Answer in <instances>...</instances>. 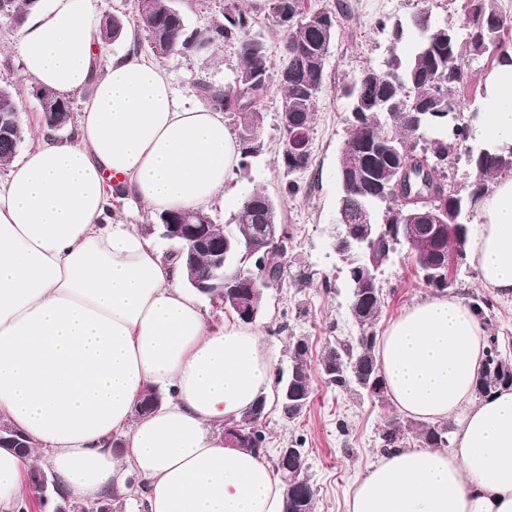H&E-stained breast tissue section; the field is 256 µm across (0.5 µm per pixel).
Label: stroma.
Listing matches in <instances>:
<instances>
[{
    "label": "stroma",
    "mask_w": 512,
    "mask_h": 512,
    "mask_svg": "<svg viewBox=\"0 0 512 512\" xmlns=\"http://www.w3.org/2000/svg\"><path fill=\"white\" fill-rule=\"evenodd\" d=\"M238 3L251 19V34L264 39L275 66H282L283 43L269 0ZM311 5L335 13L336 36L326 60L324 92L313 115V162L296 176L302 191L295 196L283 192L289 176L278 161L283 141L278 118L280 92L272 83L258 100L264 117L262 150L248 167L237 168L232 194L210 215L215 223L227 222L245 193L257 188L275 199L278 221L288 227L287 274L281 286L265 289L256 325L267 355L275 367L284 370L291 365L290 337H307L312 397L307 410L293 421L283 417L275 397L267 398L264 455L275 460L279 448L303 441L307 473L317 491L314 512H346L351 489L382 455L379 432L396 409L391 400H373L330 386L319 366L326 346L356 333L347 310L348 281L332 249L340 194L336 163L348 128V100L343 89L364 70L382 68L391 56H406L414 37L408 32L402 40H392L390 24L406 20L425 6L441 21L453 14L455 5L453 0H312ZM18 35V27L0 19V85L13 86L17 92L24 129L22 146L27 149L42 129V114L21 74L14 49ZM162 66L176 91L195 104L199 101L198 84L218 89L233 85L239 67L237 46L227 43L200 55L172 56L163 60ZM378 278L383 286L377 324L381 331L409 306L433 294L414 260L402 250L381 267Z\"/></svg>",
    "instance_id": "stroma-1"
}]
</instances>
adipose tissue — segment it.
<instances>
[{
    "instance_id": "ef3b65f1",
    "label": "adipose tissue",
    "mask_w": 512,
    "mask_h": 512,
    "mask_svg": "<svg viewBox=\"0 0 512 512\" xmlns=\"http://www.w3.org/2000/svg\"><path fill=\"white\" fill-rule=\"evenodd\" d=\"M101 21L96 0H46L16 43L33 84L94 92L72 138L39 136L0 182V423L32 445L27 456L0 448V512H19L42 463L79 504L123 492L132 470L146 512H282L263 454L224 442L225 424L272 383L260 330L208 317L183 288L180 261L115 207L215 205L238 142L221 112L187 106L156 61L129 52L100 68ZM507 53L483 78L486 142L512 139ZM468 248L482 285L512 296V180L482 199ZM486 347L483 321L451 294L389 324L376 356L392 402L448 423L452 446L383 454L347 512H512V386L475 398ZM149 386L166 398L135 416Z\"/></svg>"
}]
</instances>
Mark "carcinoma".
I'll list each match as a JSON object with an SVG mask.
<instances>
[{
  "mask_svg": "<svg viewBox=\"0 0 512 512\" xmlns=\"http://www.w3.org/2000/svg\"><path fill=\"white\" fill-rule=\"evenodd\" d=\"M39 0H0V17L23 24L26 16L37 7ZM458 16H470L471 24L459 29L448 22L434 20L428 9H422L409 18L408 26L398 22L391 34L398 40L405 29H411L416 38L409 56L405 59L393 57L382 69L365 70L360 78L345 87L344 96L349 100L350 117L348 134L341 152L353 166L366 164L363 155V132H368L388 148L384 160L375 168H369L368 175L382 179L389 168L405 161L406 168L402 182L423 185L430 189V196L448 197V208L461 224L460 262L467 258L469 224L477 214L470 207L473 193L484 197L490 185L497 179L512 178V144L509 142L482 144L487 156L478 159L470 153L467 142L475 139L480 118L481 105L475 104L463 115L453 89L466 84L470 72L465 67L464 52L473 56L491 53L499 61L505 51V30L512 27V19L503 14L497 0H460ZM274 23L282 33L283 48L305 46L309 50L306 71L319 83H324L325 64L335 30H323L309 17L302 22L294 21L283 25L278 13H272ZM132 24L142 32V39L148 52L156 59L185 53L192 55L195 45L218 46L234 41L238 44L240 66L235 85L217 90L208 84L198 86V96L236 117L237 139L241 150L240 166L246 167L248 159L259 154L260 129L263 114L249 103L248 97L265 90L266 75H276L281 91L279 116H288L311 130L312 116L318 97L301 96L295 87L293 73L297 64L287 60L284 68L288 77L281 76L282 69H273L268 49L262 38L249 34V19L233 2L225 7L223 18L209 26L198 29L191 27L184 12L174 5V0H148L143 9L136 10L128 19L124 15L106 14L101 30L102 44L108 45L120 40L125 25ZM32 95L38 101L43 117V130L53 136L71 121L73 105L70 98L50 89L34 86ZM460 113L454 132L439 133L425 147H418L422 134L440 123L448 112ZM18 106L16 93L9 87H0V167L10 164L24 141V131L16 116ZM417 114L418 124L409 125L404 113ZM465 159L471 169V181L466 192L455 189L447 182V170L460 159ZM429 204L422 201L398 202L395 192L376 194L371 191L356 195L341 191L339 208L350 212L370 224L381 226L383 236L375 250L361 244L351 256L354 266H378L386 264L391 255L401 246L414 258L422 273L425 285L438 291L448 289L452 281L444 260L438 252L417 250L403 241L400 225L410 221V215L423 212ZM276 213L275 202L263 191L254 189L244 196L241 206L228 223L215 226L217 236L224 237V272L231 273L239 267L253 268L257 258L251 253V241L246 231L260 224H268ZM285 254H272L262 260L269 278L277 283L284 277L283 258ZM351 303L363 315L357 323L359 333L349 339L335 343L336 377L330 385L341 390L365 391L349 381L344 365L358 366L368 382L376 385L385 400L387 387L381 374L375 348L378 340L376 323L382 309V287L376 283L357 291L349 292ZM512 386V360L503 355L499 339L491 335L487 339L486 363L482 374L474 385V394L484 397L493 389ZM413 433L423 445L446 448L450 444L446 424L426 425L419 422L404 423L394 417L386 422L379 433L381 449L389 452L402 447L407 433Z\"/></svg>",
  "mask_w": 512,
  "mask_h": 512,
  "instance_id": "cac0c4a2",
  "label": "carcinoma"
}]
</instances>
